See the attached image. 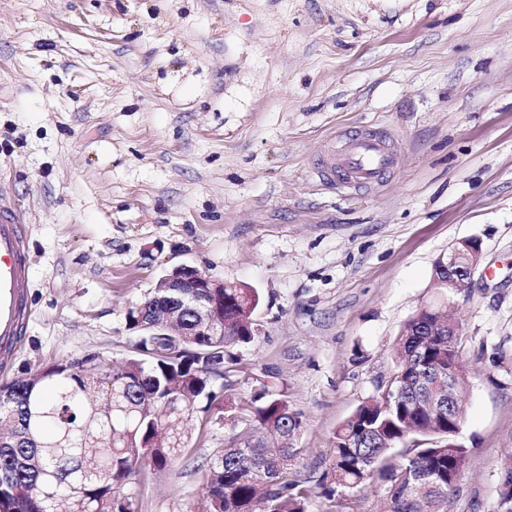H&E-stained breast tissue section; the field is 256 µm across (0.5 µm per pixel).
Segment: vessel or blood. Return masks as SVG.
I'll use <instances>...</instances> for the list:
<instances>
[{
	"mask_svg": "<svg viewBox=\"0 0 512 512\" xmlns=\"http://www.w3.org/2000/svg\"><path fill=\"white\" fill-rule=\"evenodd\" d=\"M396 163L391 138L358 130L341 137L330 165L319 176L350 194L376 185ZM28 254L26 232L10 201L0 193V369L15 357L27 319Z\"/></svg>",
	"mask_w": 512,
	"mask_h": 512,
	"instance_id": "obj_1",
	"label": "vessel or blood"
}]
</instances>
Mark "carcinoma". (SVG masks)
Here are the masks:
<instances>
[{
	"label": "carcinoma",
	"instance_id": "carcinoma-1",
	"mask_svg": "<svg viewBox=\"0 0 512 512\" xmlns=\"http://www.w3.org/2000/svg\"><path fill=\"white\" fill-rule=\"evenodd\" d=\"M154 293L126 311L137 332L136 355L116 370L99 359L52 363L0 389V512H137L131 487L144 484L187 452L185 425L202 410L215 414L230 399L212 390L224 376L226 349L253 344L260 297L243 283L189 288L186 297L213 301L224 335L202 332L181 313L185 336H155L143 327ZM456 338L419 310L401 330L396 369L334 433L323 494L351 508L369 481L379 482L389 512H445L458 491L468 448L448 424L435 395L417 378L448 374ZM240 408L238 422L207 464L210 512H308L309 480L292 471L302 421L281 393L265 392ZM501 512H512V460L498 485Z\"/></svg>",
	"mask_w": 512,
	"mask_h": 512
}]
</instances>
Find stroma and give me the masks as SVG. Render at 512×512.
Listing matches in <instances>:
<instances>
[{
    "label": "stroma",
    "instance_id": "1",
    "mask_svg": "<svg viewBox=\"0 0 512 512\" xmlns=\"http://www.w3.org/2000/svg\"><path fill=\"white\" fill-rule=\"evenodd\" d=\"M396 136L398 167L345 196L316 167L332 134ZM0 185L30 260L28 317L0 386L134 352L125 311L164 269L257 289L259 333L223 388L276 384L300 414L293 468L395 371L435 260L475 237L451 301L470 449L448 512H499L512 457V0H0ZM499 358H492L493 349ZM234 423L134 487L137 512H200Z\"/></svg>",
    "mask_w": 512,
    "mask_h": 512
}]
</instances>
